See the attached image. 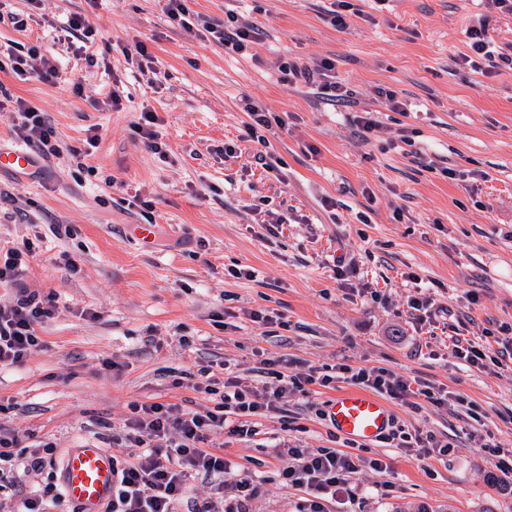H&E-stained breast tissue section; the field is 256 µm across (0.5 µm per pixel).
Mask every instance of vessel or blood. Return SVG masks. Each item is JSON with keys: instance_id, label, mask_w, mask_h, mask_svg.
Segmentation results:
<instances>
[{"instance_id": "b4317fda", "label": "vessel or blood", "mask_w": 512, "mask_h": 512, "mask_svg": "<svg viewBox=\"0 0 512 512\" xmlns=\"http://www.w3.org/2000/svg\"><path fill=\"white\" fill-rule=\"evenodd\" d=\"M30 164L29 151L0 148V170L23 171ZM326 416L338 434L357 444L377 441L393 422L385 401L357 388L336 392L326 405ZM113 479L112 458L95 441H85L68 452L61 486L76 512H103L112 498Z\"/></svg>"}]
</instances>
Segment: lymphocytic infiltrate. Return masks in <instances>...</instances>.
<instances>
[{"label": "lymphocytic infiltrate", "mask_w": 512, "mask_h": 512, "mask_svg": "<svg viewBox=\"0 0 512 512\" xmlns=\"http://www.w3.org/2000/svg\"><path fill=\"white\" fill-rule=\"evenodd\" d=\"M202 27L226 50L235 52L247 50L261 36L257 26L232 11L224 23L206 21ZM334 67L328 59L310 65L288 60L278 70L283 82L316 84L320 97L331 104L351 102L354 90L330 79ZM16 109L20 121L14 126L15 135L42 155L60 156L56 131L45 114L22 100ZM35 250V243L27 239L0 247V288L11 291L9 299L0 302V369L23 363L41 346L44 325L59 315L53 296L40 295L23 281ZM281 363L278 357L266 359V380L251 387L242 386L232 372L219 379L210 367L199 368L192 389L214 400L211 408L131 403V415L122 426L130 453L128 459L114 464L112 499L104 512H250L260 483L226 459L223 449L211 447L213 436L223 433L238 441L252 440L260 432L261 419L279 411L283 398L291 393L310 396L316 385L326 388L342 379L411 406L419 400L437 407L448 403V391L385 368L340 363L331 369L312 367L288 375L281 371ZM273 454L289 459L277 468L278 481L304 493L297 512H328L330 504L351 496L349 480L363 466L379 472L387 468L380 459L368 460L334 448L309 451L292 445L274 449ZM54 464L52 443L24 447L14 433L0 427V490L17 492L16 512H50L63 505L55 483L27 493L20 490L23 477L40 475ZM197 479L210 488L206 501H196L193 495L192 483Z\"/></svg>", "instance_id": "lymphocytic-infiltrate-1"}]
</instances>
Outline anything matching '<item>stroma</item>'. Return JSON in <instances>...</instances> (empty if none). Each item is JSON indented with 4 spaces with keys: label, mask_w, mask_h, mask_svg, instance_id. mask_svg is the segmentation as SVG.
<instances>
[{
    "label": "stroma",
    "mask_w": 512,
    "mask_h": 512,
    "mask_svg": "<svg viewBox=\"0 0 512 512\" xmlns=\"http://www.w3.org/2000/svg\"><path fill=\"white\" fill-rule=\"evenodd\" d=\"M350 2L356 15L342 32L328 21V0H186L189 20L220 22L232 9L262 29L241 56L171 25L168 0H99L94 8L85 0H5L29 22L19 30L0 21V44L37 48L60 80L19 76L0 59V146L18 144V98L46 112L61 146H83L92 127L100 136L84 162L64 154L36 158L26 174L0 171V243L35 242L25 281L61 307L41 347L0 370V400L14 405L0 424L22 445L53 443L60 460L91 439L127 458L112 435L130 403L203 406L171 380L207 364L248 386L274 356L287 359L289 374L377 366L461 394L442 407L391 405L398 426L431 432L451 448L421 461L378 441L354 446L387 468L353 475L343 512L417 504L512 512V472L483 449L512 451V69L481 74L457 64L470 51L467 29L483 18L496 50L512 54V14L485 0ZM74 13L96 30L92 61L61 38ZM138 42L152 55L144 70L122 54ZM284 58L335 60L337 82L380 123L371 140L355 136L350 110L325 104L314 85L282 82ZM379 86L407 101L409 115L388 110ZM115 89L125 98L119 112L107 104ZM250 99L279 118L264 133L266 152L281 161L277 172L256 162V143L238 140ZM145 110L160 118L162 154L134 127ZM232 140L240 151L225 155ZM136 195L151 201L159 226L147 242L134 236L144 221L129 205ZM276 217L283 223L272 235L267 225ZM65 253L78 274L65 269ZM338 256L356 264L348 281L330 269ZM245 266L254 278H234ZM410 272L417 282L407 280ZM421 293L450 319L419 323L408 301ZM85 309L97 319L82 317ZM260 309L277 322L250 321L248 311ZM450 321L481 338L489 355H503L502 368L479 371L452 356ZM184 336L191 346L181 344ZM107 359L120 370H104ZM345 387L288 397L254 440L214 436L226 459L262 479L253 512H296L303 497L273 480L274 446L347 448L319 416ZM286 416L297 430H283ZM384 482L390 494H382Z\"/></svg>",
    "instance_id": "35a3bbf8"
}]
</instances>
